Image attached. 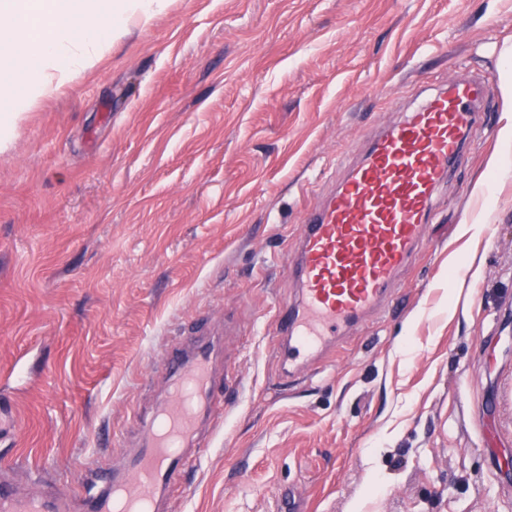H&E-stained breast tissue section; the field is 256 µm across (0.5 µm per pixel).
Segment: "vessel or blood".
Wrapping results in <instances>:
<instances>
[{"mask_svg": "<svg viewBox=\"0 0 512 512\" xmlns=\"http://www.w3.org/2000/svg\"><path fill=\"white\" fill-rule=\"evenodd\" d=\"M488 80L471 76L419 92L415 108L381 127L369 150L308 212L288 274L295 301L276 319L275 348L285 375L314 362L326 347L382 308L402 270L423 244L436 192L463 160ZM171 382L150 418L141 452L105 482L89 480L81 512H158L169 481L189 467L184 451L214 399L211 351L168 350ZM63 493L18 494L0 486V512H69Z\"/></svg>", "mask_w": 512, "mask_h": 512, "instance_id": "vessel-or-blood-1", "label": "vessel or blood"}]
</instances>
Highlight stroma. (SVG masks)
<instances>
[{
    "mask_svg": "<svg viewBox=\"0 0 512 512\" xmlns=\"http://www.w3.org/2000/svg\"><path fill=\"white\" fill-rule=\"evenodd\" d=\"M512 0H167L0 136V480L81 497L138 451L176 337L220 388L165 512H512ZM489 76L425 245L377 317L285 377L275 315L307 209L416 90ZM487 182L488 193L477 185ZM491 213L477 238L463 215ZM468 303L449 312L465 262Z\"/></svg>",
    "mask_w": 512,
    "mask_h": 512,
    "instance_id": "35a3bbf8",
    "label": "stroma"
}]
</instances>
